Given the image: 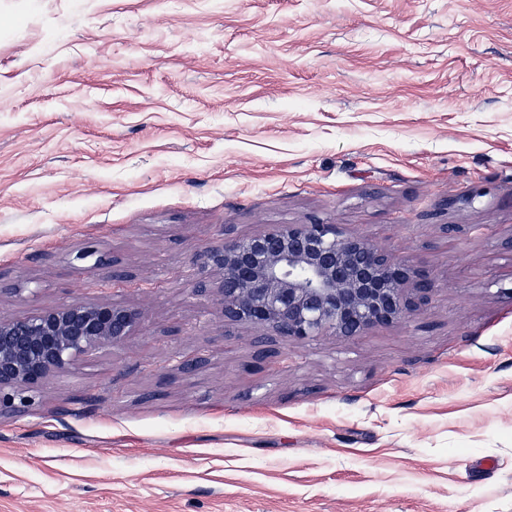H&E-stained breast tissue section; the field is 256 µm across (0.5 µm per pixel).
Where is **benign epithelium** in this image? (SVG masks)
<instances>
[{
	"label": "benign epithelium",
	"mask_w": 512,
	"mask_h": 512,
	"mask_svg": "<svg viewBox=\"0 0 512 512\" xmlns=\"http://www.w3.org/2000/svg\"><path fill=\"white\" fill-rule=\"evenodd\" d=\"M219 275L224 319L306 343L330 332L353 338L405 321L428 302L436 280L372 241L335 224H272L224 238L200 254ZM142 325L115 301H75L23 318H0V416L18 411L15 394L41 385L88 350L119 346ZM206 359L182 357L193 375Z\"/></svg>",
	"instance_id": "7a95c632"
}]
</instances>
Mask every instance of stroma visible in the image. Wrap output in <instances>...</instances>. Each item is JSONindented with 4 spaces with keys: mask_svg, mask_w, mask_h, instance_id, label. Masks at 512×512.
Instances as JSON below:
<instances>
[{
    "mask_svg": "<svg viewBox=\"0 0 512 512\" xmlns=\"http://www.w3.org/2000/svg\"><path fill=\"white\" fill-rule=\"evenodd\" d=\"M2 16L0 316L114 300L142 327L0 417V512H512V0ZM272 224L337 225L438 288L257 364L198 257Z\"/></svg>",
    "mask_w": 512,
    "mask_h": 512,
    "instance_id": "stroma-1",
    "label": "stroma"
}]
</instances>
